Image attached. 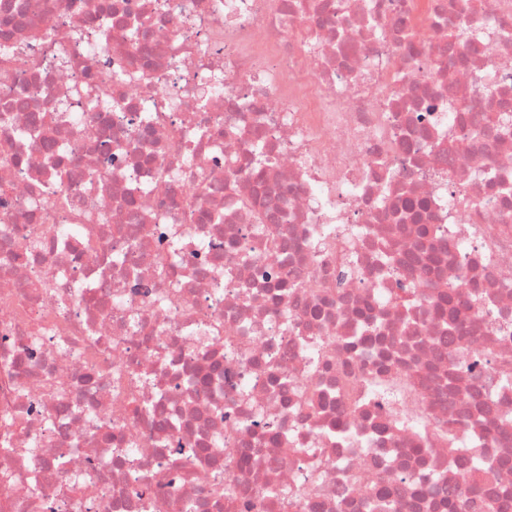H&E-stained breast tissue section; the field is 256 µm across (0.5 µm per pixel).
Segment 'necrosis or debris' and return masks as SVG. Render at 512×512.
Returning a JSON list of instances; mask_svg holds the SVG:
<instances>
[{
	"instance_id": "necrosis-or-debris-1",
	"label": "necrosis or debris",
	"mask_w": 512,
	"mask_h": 512,
	"mask_svg": "<svg viewBox=\"0 0 512 512\" xmlns=\"http://www.w3.org/2000/svg\"><path fill=\"white\" fill-rule=\"evenodd\" d=\"M1 24L42 63L0 78V512H512V0Z\"/></svg>"
}]
</instances>
